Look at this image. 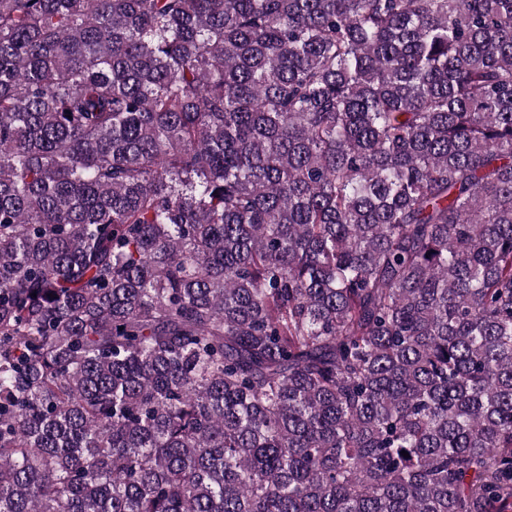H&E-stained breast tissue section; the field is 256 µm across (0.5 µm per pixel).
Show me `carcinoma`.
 I'll return each instance as SVG.
<instances>
[{"label": "carcinoma", "instance_id": "obj_1", "mask_svg": "<svg viewBox=\"0 0 512 512\" xmlns=\"http://www.w3.org/2000/svg\"><path fill=\"white\" fill-rule=\"evenodd\" d=\"M0 512H512V0H0Z\"/></svg>", "mask_w": 512, "mask_h": 512}]
</instances>
